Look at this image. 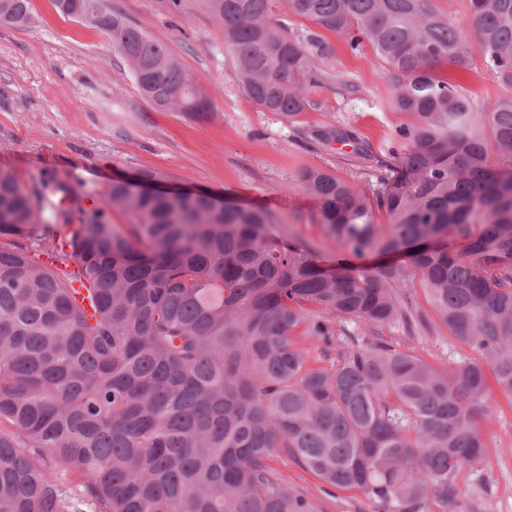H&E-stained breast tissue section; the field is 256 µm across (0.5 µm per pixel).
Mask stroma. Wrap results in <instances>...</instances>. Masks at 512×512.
Wrapping results in <instances>:
<instances>
[{
  "label": "stroma",
  "instance_id": "obj_1",
  "mask_svg": "<svg viewBox=\"0 0 512 512\" xmlns=\"http://www.w3.org/2000/svg\"><path fill=\"white\" fill-rule=\"evenodd\" d=\"M31 2L32 27L0 23V168L27 187L67 182L87 210L101 205L113 181L154 171L164 175L165 189L263 208L311 243L324 267L345 260L341 245L317 223L313 201L292 184L301 170L321 168L368 187L379 160L396 149L399 127L413 124L394 106L395 73L370 44L354 52L322 30L330 52L315 61L319 80L309 89L308 106L290 119L248 98L224 53V32L199 0H180L173 13L169 0H112L113 8L165 42L206 93L212 110L197 117L153 107L104 32L61 14L54 0ZM440 72L474 108L512 100V82L481 54L463 70L444 65ZM337 127L368 142L369 157L330 138ZM402 299L427 326L411 335L385 330L388 342L414 348L440 369L474 359L433 311L418 277L407 276ZM492 396L495 414L482 423L484 459L458 471L452 504L432 500L427 512H512V398L497 390ZM272 465L308 494L317 512H380L362 491L328 487L288 455L273 457Z\"/></svg>",
  "mask_w": 512,
  "mask_h": 512
}]
</instances>
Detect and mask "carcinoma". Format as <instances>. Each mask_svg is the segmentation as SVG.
<instances>
[{"instance_id": "obj_1", "label": "carcinoma", "mask_w": 512, "mask_h": 512, "mask_svg": "<svg viewBox=\"0 0 512 512\" xmlns=\"http://www.w3.org/2000/svg\"><path fill=\"white\" fill-rule=\"evenodd\" d=\"M283 2L353 50L369 42L416 119L376 184L319 168L296 179L350 260L325 270L264 209L160 190L154 172L112 182L87 212L0 168V512H316L270 465L280 453L388 512H425L484 457L490 383L512 398V102L477 111L436 72L473 50L432 0ZM203 3L248 97L304 111L321 35L288 36L275 0ZM470 3L478 51L512 80V0ZM78 12L155 108L211 111L109 0L61 10ZM0 22L32 24L30 0H0ZM114 208L136 223H110ZM389 255L409 259L480 360L439 370L378 335L424 326L402 303L403 268L366 263ZM311 347L330 366L309 367Z\"/></svg>"}]
</instances>
